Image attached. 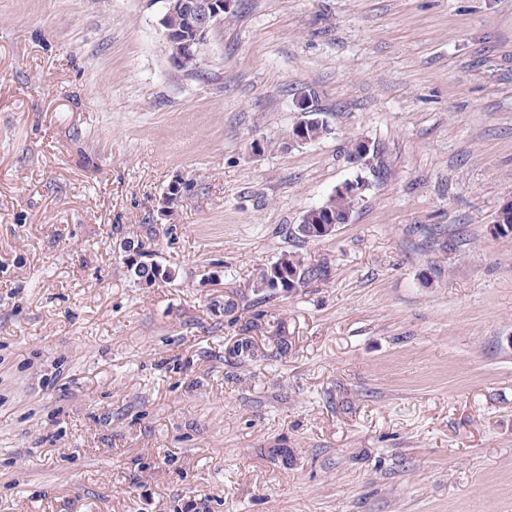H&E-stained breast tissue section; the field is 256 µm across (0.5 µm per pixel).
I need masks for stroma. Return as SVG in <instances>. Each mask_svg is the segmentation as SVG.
I'll return each mask as SVG.
<instances>
[{"mask_svg":"<svg viewBox=\"0 0 512 512\" xmlns=\"http://www.w3.org/2000/svg\"><path fill=\"white\" fill-rule=\"evenodd\" d=\"M510 199L512 0H237L195 73L147 0H0V512H512ZM288 251L328 280L253 304ZM296 107L299 112H301V119L299 122L295 125L294 130L291 133V136H289V139L296 143L306 144L310 142L318 141L327 135L330 134V127L327 124V122L321 120L317 121L309 126H307V123L311 122L313 120V113L309 109V101L307 98L300 97L296 101ZM307 127V128H306ZM306 128V136L308 140H306L303 137V132ZM296 132V133H294ZM367 188V181L361 176L353 181H348L336 188V193L332 195L328 201L323 204L325 210L323 212L315 213L312 208L307 210L301 218L300 224H296L294 234L296 238L303 242L319 241L328 236H322L320 239L317 230L321 223L341 224L345 217L353 214L356 207L359 205L360 200H363V192ZM343 193V194H341ZM348 193V194H346ZM351 194V195H350ZM357 195V196H355ZM360 196V197H359ZM324 207L318 210L324 209ZM306 214H309L307 217ZM350 222V218L344 221L345 224ZM120 246L125 255L124 263L129 276L143 288H150L157 282L172 280L174 273L155 262L150 257L152 253L146 247V242L141 240L136 244L131 241H121ZM259 346L252 336L239 337L229 349L225 362L231 368L242 367L250 363L258 356Z\"/></svg>","mask_w":512,"mask_h":512,"instance_id":"35a3bbf8","label":"stroma"}]
</instances>
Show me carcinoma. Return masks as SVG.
<instances>
[{"label":"carcinoma","instance_id":"cac0c4a2","mask_svg":"<svg viewBox=\"0 0 512 512\" xmlns=\"http://www.w3.org/2000/svg\"><path fill=\"white\" fill-rule=\"evenodd\" d=\"M166 30L171 32L170 39L174 41H182L191 35V30L180 17L169 19ZM360 200L361 197L350 194L332 195L324 204V211L316 213L311 209L307 210V215L294 228L296 238L303 242L318 240L315 230L321 224L342 223L346 216L353 214ZM120 246L125 252L127 273L137 284L150 288L160 281L174 278L171 270L162 267L151 257L145 241H123ZM328 278L329 268L326 264L315 263L296 251L286 252L272 264L260 269L253 292L258 296V302L264 303L276 299L282 293H297ZM258 349L259 346L252 337L241 336L229 349L225 362L231 368L242 367L258 356Z\"/></svg>","mask_w":512,"mask_h":512}]
</instances>
